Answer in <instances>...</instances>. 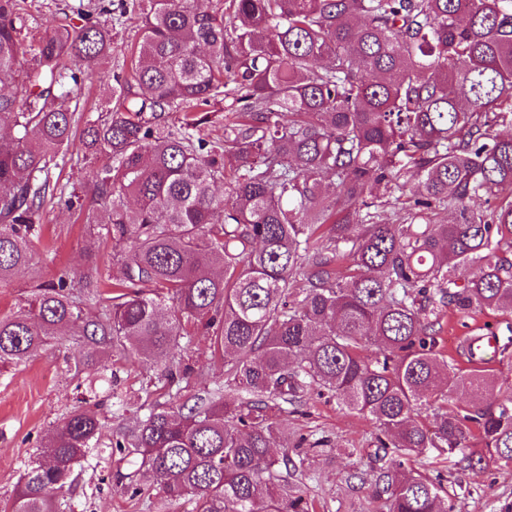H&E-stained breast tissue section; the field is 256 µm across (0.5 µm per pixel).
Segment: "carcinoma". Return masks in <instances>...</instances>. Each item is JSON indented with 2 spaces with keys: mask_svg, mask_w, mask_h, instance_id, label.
<instances>
[{
  "mask_svg": "<svg viewBox=\"0 0 512 512\" xmlns=\"http://www.w3.org/2000/svg\"><path fill=\"white\" fill-rule=\"evenodd\" d=\"M20 10L0 0V84L17 86L0 91V281L31 268L51 163L74 146L110 159L86 192L122 278L98 322L66 279L39 285L0 318V366L76 329L173 383L194 332L211 334L224 383L114 443L193 512H310L290 482L307 438L296 461L277 448L310 392L375 425L376 512H451L443 482L405 466L427 448L476 438L460 470L512 465V390L488 402L497 378L448 364L436 329L445 307L512 314V0H119L96 17L80 2L84 24L29 48ZM134 16L131 69L78 138L70 85ZM228 98L224 142L196 137ZM102 427L63 417L11 512H58Z\"/></svg>",
  "mask_w": 512,
  "mask_h": 512,
  "instance_id": "obj_1",
  "label": "carcinoma"
}]
</instances>
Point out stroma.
<instances>
[{
    "mask_svg": "<svg viewBox=\"0 0 512 512\" xmlns=\"http://www.w3.org/2000/svg\"><path fill=\"white\" fill-rule=\"evenodd\" d=\"M73 0H25L27 32L24 44L36 43L62 25H79L71 11ZM140 36L138 21L116 26L107 64L94 77H85L74 95L84 111L83 120L96 119L112 103L113 71L130 62V50ZM98 160L84 159L82 152L68 151L55 160L50 177L63 186V195L46 200L38 216L34 240L35 268L0 282V316L13 314L24 305L37 285L55 280L61 271L74 272L73 293L81 300L85 317L104 318L112 306L113 284L120 275L112 259V241L102 226L86 222V214L69 203L82 195ZM93 279L99 294L89 299L83 284ZM493 331L512 336V317L490 310L461 313L446 310L441 318L439 349L457 367L467 368L462 350L472 336ZM210 337L200 331L185 357L193 371L180 382L181 397L201 393L205 384L223 378L224 359L210 352ZM169 401V392L157 370L126 359L93 354L89 338L73 333L57 337L50 346L27 361L0 369V512H8L14 492L34 464L57 423L76 407L96 412L104 427L96 444L74 468L73 484L60 512H158V486L153 476L141 479L138 495L126 492L122 477L130 467L112 448L118 428L132 423L153 407ZM280 423L289 439L313 434L326 437L339 448L355 449L347 458L337 452H310L305 460L303 491L314 512H371L370 487L350 488L347 476L371 473L373 423L337 407L335 400L314 394L305 396L297 411L282 413ZM454 455L430 448L410 456L409 467L429 478L443 476L454 503V512H503L512 505V466L489 463L476 472L454 466Z\"/></svg>",
    "mask_w": 512,
    "mask_h": 512,
    "instance_id": "stroma-1",
    "label": "stroma"
}]
</instances>
